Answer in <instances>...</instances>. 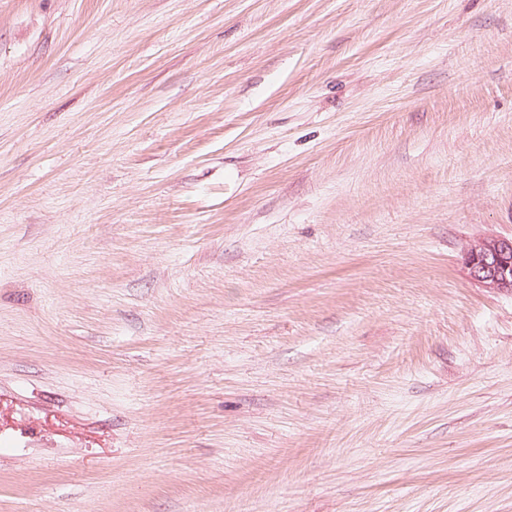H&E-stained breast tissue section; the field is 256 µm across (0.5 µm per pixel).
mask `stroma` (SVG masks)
I'll use <instances>...</instances> for the list:
<instances>
[{
	"instance_id": "35a3bbf8",
	"label": "stroma",
	"mask_w": 512,
	"mask_h": 512,
	"mask_svg": "<svg viewBox=\"0 0 512 512\" xmlns=\"http://www.w3.org/2000/svg\"><path fill=\"white\" fill-rule=\"evenodd\" d=\"M512 0H0V512H512ZM464 264L470 279L482 287L512 294V238L476 240L467 248Z\"/></svg>"
}]
</instances>
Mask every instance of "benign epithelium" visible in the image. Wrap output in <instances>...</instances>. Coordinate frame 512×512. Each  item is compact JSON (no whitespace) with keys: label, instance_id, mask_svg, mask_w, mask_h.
Returning a JSON list of instances; mask_svg holds the SVG:
<instances>
[{"label":"benign epithelium","instance_id":"obj_1","mask_svg":"<svg viewBox=\"0 0 512 512\" xmlns=\"http://www.w3.org/2000/svg\"><path fill=\"white\" fill-rule=\"evenodd\" d=\"M464 264L470 279L482 287L512 294V238L476 240L467 248Z\"/></svg>","mask_w":512,"mask_h":512}]
</instances>
